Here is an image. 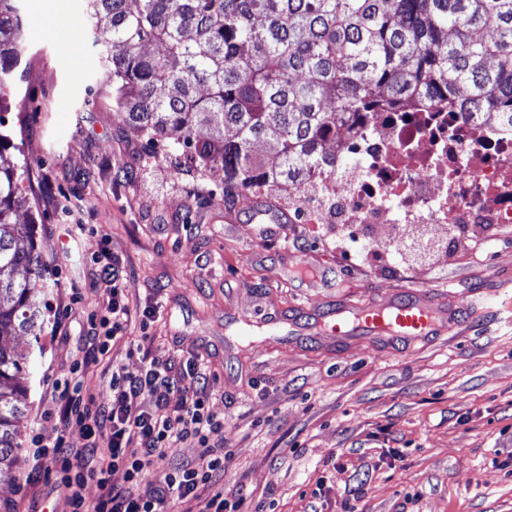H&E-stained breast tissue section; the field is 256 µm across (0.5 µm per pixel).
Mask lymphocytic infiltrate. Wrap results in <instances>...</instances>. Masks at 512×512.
<instances>
[{"label": "lymphocytic infiltrate", "instance_id": "1", "mask_svg": "<svg viewBox=\"0 0 512 512\" xmlns=\"http://www.w3.org/2000/svg\"><path fill=\"white\" fill-rule=\"evenodd\" d=\"M99 275L107 285V301L101 311L87 316L82 357L49 388L42 414L54 418L60 430L51 440L32 436L30 476L63 493L64 512H169L172 500L196 499L203 489L210 492L204 512H242V501L224 496V418L210 404L207 368L200 360L176 365L153 356L140 343L135 351L142 359L141 373L113 370L109 403L96 404L84 390L83 371L98 363L132 317L126 302L130 281L120 262L102 264ZM73 423L81 428L76 443L67 433ZM187 440L200 448L199 460L169 462L165 483L146 482L150 468L169 461L174 448ZM118 469L125 475L120 486L112 483ZM91 481L102 490L93 503L84 494Z\"/></svg>", "mask_w": 512, "mask_h": 512}]
</instances>
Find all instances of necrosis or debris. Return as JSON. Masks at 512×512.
I'll return each mask as SVG.
<instances>
[{
  "mask_svg": "<svg viewBox=\"0 0 512 512\" xmlns=\"http://www.w3.org/2000/svg\"><path fill=\"white\" fill-rule=\"evenodd\" d=\"M341 162L303 180L362 253L388 234L402 252L409 224H512V126L465 105L366 112L342 127Z\"/></svg>",
  "mask_w": 512,
  "mask_h": 512,
  "instance_id": "4bbe7bcc",
  "label": "necrosis or debris"
}]
</instances>
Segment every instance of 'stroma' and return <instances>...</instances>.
<instances>
[{"label": "stroma", "instance_id": "obj_1", "mask_svg": "<svg viewBox=\"0 0 512 512\" xmlns=\"http://www.w3.org/2000/svg\"><path fill=\"white\" fill-rule=\"evenodd\" d=\"M29 54L4 105L7 130L27 159L24 185L39 245L55 271L49 297L66 338L50 325L22 373V441L53 437L42 414L50 375L84 348L88 312L106 299L96 269L109 257L131 279L134 318L123 339L87 371L98 402L113 366L138 374L128 343L152 354L204 358L212 407L223 415L225 496L244 512H512V225L468 239L452 257L351 260L336 227L248 221L253 199L288 201L261 186L225 197L219 174L150 144L124 122L87 32L84 0H22ZM62 17L79 38L67 51L48 30ZM238 221H224L226 210ZM82 225L79 234L71 225ZM429 293L458 309L459 326L414 343L339 340L320 316ZM155 307L141 322L146 307ZM281 319L278 331L258 317ZM11 512H62L63 500L26 478L0 482Z\"/></svg>", "mask_w": 512, "mask_h": 512}]
</instances>
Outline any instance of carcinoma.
<instances>
[{"label": "carcinoma", "instance_id": "carcinoma-1", "mask_svg": "<svg viewBox=\"0 0 512 512\" xmlns=\"http://www.w3.org/2000/svg\"><path fill=\"white\" fill-rule=\"evenodd\" d=\"M112 106L151 143L216 171L224 189L288 185L359 112L461 98L512 124V0H86ZM19 0H0V100L26 57ZM0 132V331L47 321L51 265L25 158ZM261 142L273 161L253 155ZM27 351L0 344V475L18 479Z\"/></svg>", "mask_w": 512, "mask_h": 512}]
</instances>
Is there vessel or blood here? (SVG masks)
<instances>
[{"instance_id":"1","label":"vessel or blood","mask_w":512,"mask_h":512,"mask_svg":"<svg viewBox=\"0 0 512 512\" xmlns=\"http://www.w3.org/2000/svg\"><path fill=\"white\" fill-rule=\"evenodd\" d=\"M446 320V313L421 297L380 307H343L324 317L322 326L333 337L386 336L413 342L436 334Z\"/></svg>"}]
</instances>
